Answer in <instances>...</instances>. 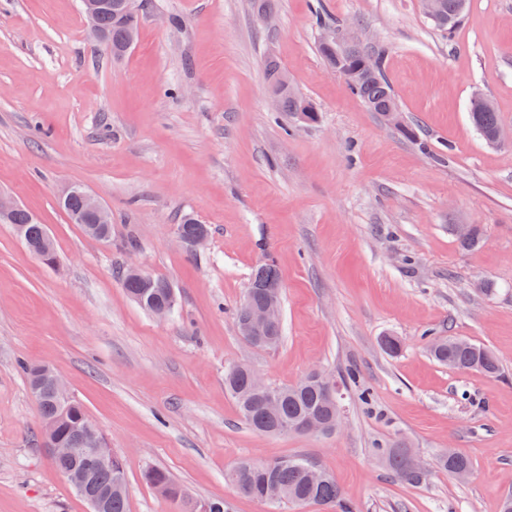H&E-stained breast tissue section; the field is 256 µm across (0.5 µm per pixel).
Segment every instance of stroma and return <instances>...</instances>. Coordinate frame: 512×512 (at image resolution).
<instances>
[{"label": "stroma", "mask_w": 512, "mask_h": 512, "mask_svg": "<svg viewBox=\"0 0 512 512\" xmlns=\"http://www.w3.org/2000/svg\"><path fill=\"white\" fill-rule=\"evenodd\" d=\"M382 54L394 126L319 53L317 14ZM316 123L274 111L268 64ZM512 129V0H469L453 33L421 0H145L134 48L112 58L80 0H0V191L45 224L44 265L0 223V512H89L56 470L19 362L46 365L85 405L125 465L128 512H186L143 479L166 470L189 500L229 512H315L237 493L241 458H306L354 512H500L512 496V142L488 144L474 90ZM112 216L100 242L59 205L67 187ZM210 228L198 248L184 213ZM482 242L462 248L456 227ZM282 285L281 343L250 346L235 310L256 266ZM168 281L164 319L125 292L121 269ZM402 348L386 354L381 339ZM490 348L488 376L438 364L431 339ZM249 365L269 385L315 368L345 381L344 424L315 435L252 431L224 389ZM370 403H362L360 389ZM401 440L427 468L409 485L376 450ZM473 468L438 467L448 449Z\"/></svg>", "instance_id": "obj_1"}]
</instances>
